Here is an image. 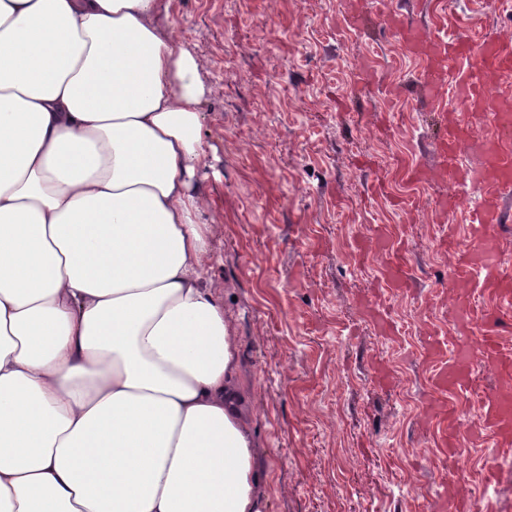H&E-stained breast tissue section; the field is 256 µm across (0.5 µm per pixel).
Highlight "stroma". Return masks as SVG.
Wrapping results in <instances>:
<instances>
[{
    "label": "stroma",
    "mask_w": 512,
    "mask_h": 512,
    "mask_svg": "<svg viewBox=\"0 0 512 512\" xmlns=\"http://www.w3.org/2000/svg\"><path fill=\"white\" fill-rule=\"evenodd\" d=\"M432 31L512 32V0H389ZM195 48L209 87L198 189L211 228L205 262L232 325L266 512H437L448 476L424 338L458 332L451 312L469 240L457 205L454 243L436 223L432 141L441 115L422 65L382 24L380 0H163ZM420 174L413 190L387 170ZM372 224L411 267L386 289L360 243ZM381 300L395 333L362 308ZM476 393L454 400L458 474L483 496L491 458L476 444L478 393L498 384L483 362Z\"/></svg>",
    "instance_id": "1"
}]
</instances>
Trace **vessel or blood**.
Instances as JSON below:
<instances>
[{
  "instance_id": "obj_1",
  "label": "vessel or blood",
  "mask_w": 512,
  "mask_h": 512,
  "mask_svg": "<svg viewBox=\"0 0 512 512\" xmlns=\"http://www.w3.org/2000/svg\"><path fill=\"white\" fill-rule=\"evenodd\" d=\"M385 20L406 48L423 58L434 100L445 96L446 76L451 73L456 98L471 105L470 111L461 113L450 106L442 108L443 132L433 142L438 172L456 185V197L473 193L477 199L469 213L471 244L460 255L455 276L454 317L460 335L451 342L429 335L427 349L436 364L431 379L436 395L469 392L478 358L498 375L499 384L484 395L479 430L495 447L508 450L512 448V345L505 338L512 334V266L502 260L495 227L506 220L499 201L512 193V94L501 91L490 96L486 89L512 74V36L492 32L472 40L454 29L431 37L404 13H386ZM465 145L485 155V167L458 171L457 156ZM369 241L384 259L385 285L405 287L408 266L399 251L388 248L383 228H376ZM479 290L492 295L490 306L476 307ZM477 323L484 333L474 343L468 334Z\"/></svg>"
}]
</instances>
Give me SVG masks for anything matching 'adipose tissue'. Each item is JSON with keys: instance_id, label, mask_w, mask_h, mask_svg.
I'll use <instances>...</instances> for the list:
<instances>
[{"instance_id": "ef3b65f1", "label": "adipose tissue", "mask_w": 512, "mask_h": 512, "mask_svg": "<svg viewBox=\"0 0 512 512\" xmlns=\"http://www.w3.org/2000/svg\"><path fill=\"white\" fill-rule=\"evenodd\" d=\"M161 0H0V512H263Z\"/></svg>"}]
</instances>
